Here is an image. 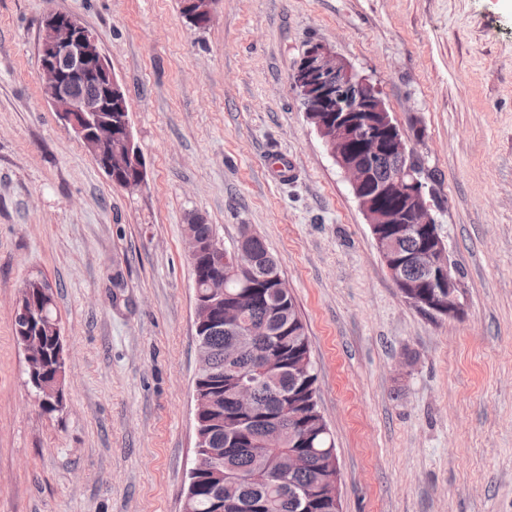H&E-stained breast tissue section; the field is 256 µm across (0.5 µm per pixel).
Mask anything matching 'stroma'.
<instances>
[{
	"instance_id": "stroma-1",
	"label": "stroma",
	"mask_w": 512,
	"mask_h": 512,
	"mask_svg": "<svg viewBox=\"0 0 512 512\" xmlns=\"http://www.w3.org/2000/svg\"><path fill=\"white\" fill-rule=\"evenodd\" d=\"M99 39L146 182L113 184L37 78L49 14ZM313 43L379 84L434 192L461 317L405 301L290 87ZM287 159L288 178L274 165ZM276 258L343 512H512V0H0V512H182L198 370L187 216ZM54 292L62 409L14 309ZM212 4L213 0H186L184 17L191 23H207L211 19ZM28 383L37 392V388H41L44 392L47 390L56 391L58 394L57 399L50 398L51 400L47 403L41 404L43 409L47 412H53L63 406L65 397V364H60V370L57 366H54L53 360L50 362L49 367L39 374L35 383H33L28 377ZM56 393L52 395L57 396Z\"/></svg>"
}]
</instances>
